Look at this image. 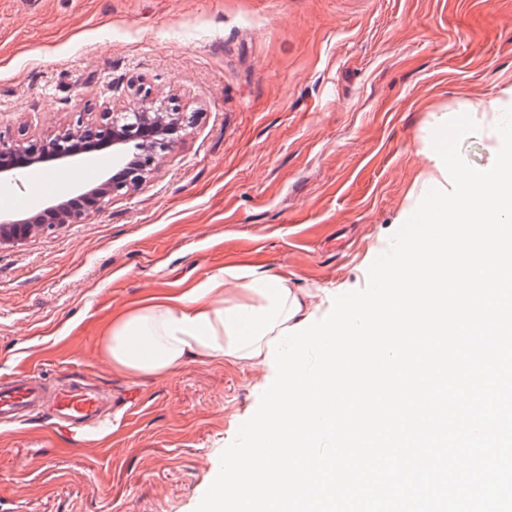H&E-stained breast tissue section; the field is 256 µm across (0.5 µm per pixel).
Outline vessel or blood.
Returning <instances> with one entry per match:
<instances>
[{"mask_svg": "<svg viewBox=\"0 0 512 512\" xmlns=\"http://www.w3.org/2000/svg\"><path fill=\"white\" fill-rule=\"evenodd\" d=\"M106 398L88 385L47 391L40 372L31 368L0 377V423H14L46 413L59 434L104 421Z\"/></svg>", "mask_w": 512, "mask_h": 512, "instance_id": "vessel-or-blood-1", "label": "vessel or blood"}]
</instances>
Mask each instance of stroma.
<instances>
[{
	"instance_id": "1",
	"label": "stroma",
	"mask_w": 512,
	"mask_h": 512,
	"mask_svg": "<svg viewBox=\"0 0 512 512\" xmlns=\"http://www.w3.org/2000/svg\"><path fill=\"white\" fill-rule=\"evenodd\" d=\"M511 85L512 0H0L1 135L139 93L189 119L135 192L0 245V376H84L113 404L75 436L0 425V512H195L271 371L113 373V312L225 265L287 276L327 312L389 248L430 113Z\"/></svg>"
}]
</instances>
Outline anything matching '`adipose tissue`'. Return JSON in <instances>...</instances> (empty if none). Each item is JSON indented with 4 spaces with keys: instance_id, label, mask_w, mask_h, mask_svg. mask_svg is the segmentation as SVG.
<instances>
[{
    "instance_id": "adipose-tissue-1",
    "label": "adipose tissue",
    "mask_w": 512,
    "mask_h": 512,
    "mask_svg": "<svg viewBox=\"0 0 512 512\" xmlns=\"http://www.w3.org/2000/svg\"><path fill=\"white\" fill-rule=\"evenodd\" d=\"M311 313L288 277L245 266L215 269L179 293H154L113 314L100 339L116 372L169 374L188 359L262 366L268 340Z\"/></svg>"
}]
</instances>
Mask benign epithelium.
Instances as JSON below:
<instances>
[{"label": "benign epithelium", "mask_w": 512, "mask_h": 512, "mask_svg": "<svg viewBox=\"0 0 512 512\" xmlns=\"http://www.w3.org/2000/svg\"><path fill=\"white\" fill-rule=\"evenodd\" d=\"M184 121L183 113L162 112L145 96L128 112L106 109L98 121H86L80 114L71 128L51 137L27 140L0 136V182L16 178L33 164L71 161L100 148L110 147L127 159L119 172L96 179L71 197H56L40 212L19 219L0 214V240L17 243L45 225L79 224L87 214L100 210L106 199L138 189L160 168Z\"/></svg>", "instance_id": "1"}]
</instances>
